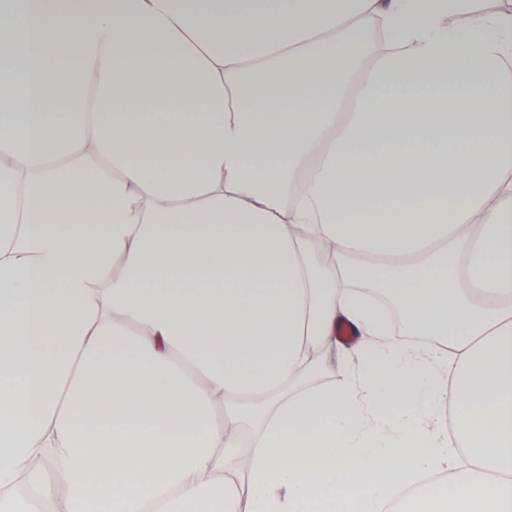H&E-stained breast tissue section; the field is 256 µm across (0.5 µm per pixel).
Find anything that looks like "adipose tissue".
Listing matches in <instances>:
<instances>
[{"label": "adipose tissue", "mask_w": 512, "mask_h": 512, "mask_svg": "<svg viewBox=\"0 0 512 512\" xmlns=\"http://www.w3.org/2000/svg\"><path fill=\"white\" fill-rule=\"evenodd\" d=\"M433 2L0 0V512H512V11ZM320 362L321 375L315 383L324 382L338 386L345 380L352 368V362L337 347L323 352L320 356Z\"/></svg>", "instance_id": "ef3b65f1"}]
</instances>
